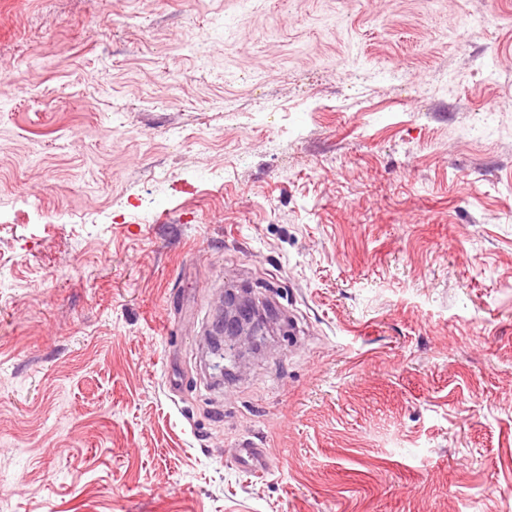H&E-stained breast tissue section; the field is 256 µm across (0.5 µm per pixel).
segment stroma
Masks as SVG:
<instances>
[{"instance_id":"obj_1","label":"stroma","mask_w":512,"mask_h":512,"mask_svg":"<svg viewBox=\"0 0 512 512\" xmlns=\"http://www.w3.org/2000/svg\"><path fill=\"white\" fill-rule=\"evenodd\" d=\"M0 512H512V0H0ZM254 313L259 314L252 303H246L240 306L235 317L224 324V341L230 343L242 341V335L248 334V331L238 326L240 323L248 321L250 316ZM233 457L246 472L259 473L264 471L260 448H254L250 439L239 441L231 450Z\"/></svg>"}]
</instances>
